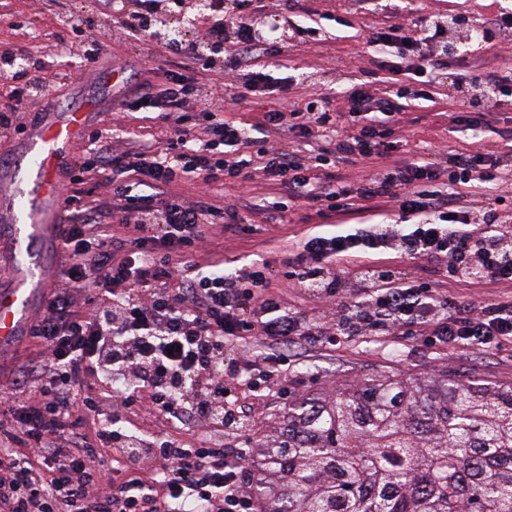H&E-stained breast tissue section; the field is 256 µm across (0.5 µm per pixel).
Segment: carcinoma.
<instances>
[{
  "instance_id": "obj_1",
  "label": "carcinoma",
  "mask_w": 512,
  "mask_h": 512,
  "mask_svg": "<svg viewBox=\"0 0 512 512\" xmlns=\"http://www.w3.org/2000/svg\"><path fill=\"white\" fill-rule=\"evenodd\" d=\"M263 453L266 512H512V386L367 379L289 403Z\"/></svg>"
}]
</instances>
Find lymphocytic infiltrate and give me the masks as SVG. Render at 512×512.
<instances>
[{
	"label": "lymphocytic infiltrate",
	"instance_id": "obj_1",
	"mask_svg": "<svg viewBox=\"0 0 512 512\" xmlns=\"http://www.w3.org/2000/svg\"><path fill=\"white\" fill-rule=\"evenodd\" d=\"M187 0H106L128 32L160 35L166 15L181 13ZM204 44H170L171 55L188 61L187 72H171L166 86L140 87L125 102L129 109L157 112L167 128L162 148L138 145L112 151L108 129L94 130L92 147L74 167L75 181L96 179L111 190L112 205L92 206L81 195L64 197L67 222L57 234L71 264L55 281L42 313L29 328L41 349L17 374L27 389L21 399L0 396V512H262L242 481L255 451L245 440L253 420L241 403L244 392L282 398L288 357L283 345L306 340L335 349L362 331L373 336H413L429 341L497 349L512 344V299L473 306L437 293L428 283L401 280L397 271L367 265V258L391 253L402 260L436 259L450 281L479 286L512 283V207L505 196L488 199L481 223H472L462 205V187L471 181L498 186V163L483 154L454 157L448 186L436 185L430 164L391 161L360 188L327 169L333 159L388 154L393 104L379 103L382 122L350 115L349 129L335 150L305 155L274 144L270 133L289 131L309 140L324 137L335 113L312 97L304 109L287 103L263 115L257 150L244 149V129L225 121L216 107L219 90L198 84L195 73L222 66L245 89L265 93L271 76L245 70L251 57L275 53L273 41L258 38L250 20L227 15L224 0H213ZM234 33L238 53L227 52L224 37ZM446 26L432 23L416 35L385 25L369 40L374 53L395 58L398 69L426 77L439 67L438 46ZM18 49L0 51V76L22 78L8 104L0 103V128L10 129L24 101L49 91L36 71L17 73ZM200 97V113L186 110L188 96ZM261 170L278 188L266 210L314 207L324 219L350 211L352 199L386 201L402 214L423 215L417 224H344L310 236L287 258L289 287L335 306L329 326L314 315L284 305L268 290L267 264L250 262L225 271L223 262L198 266L204 225L247 237L253 224L239 214L254 210L249 197L217 208L203 195L182 198L169 188L194 174L198 182L239 184ZM122 224L125 235L112 232ZM358 288L343 293L344 273ZM112 390L101 405L86 390L88 379ZM170 426L201 424L218 437L198 448L185 447L166 432H144L136 419ZM96 422L94 441L81 433ZM237 439L225 447L224 437ZM25 444L16 453L14 444Z\"/></svg>",
	"mask_w": 512,
	"mask_h": 512
}]
</instances>
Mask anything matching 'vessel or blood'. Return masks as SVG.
I'll use <instances>...</instances> for the list:
<instances>
[{
  "instance_id": "obj_1",
  "label": "vessel or blood",
  "mask_w": 512,
  "mask_h": 512,
  "mask_svg": "<svg viewBox=\"0 0 512 512\" xmlns=\"http://www.w3.org/2000/svg\"><path fill=\"white\" fill-rule=\"evenodd\" d=\"M93 115L94 107L89 104L34 127L27 149L35 195L25 205L20 204L16 191L0 198V222L7 224L17 250L8 273L10 285L0 289V349L11 345L25 331L35 301L47 295L54 283L35 257L34 249L57 231L61 194L56 172L68 160Z\"/></svg>"
}]
</instances>
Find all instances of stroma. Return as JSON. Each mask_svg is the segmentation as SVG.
<instances>
[{"mask_svg": "<svg viewBox=\"0 0 512 512\" xmlns=\"http://www.w3.org/2000/svg\"><path fill=\"white\" fill-rule=\"evenodd\" d=\"M512 0H301L299 8L286 10L284 0H251L246 13L262 34H273L281 51L265 58L268 71L277 78H289L285 92L290 107L304 108L311 94L325 93L330 108L338 115L353 109L372 110L389 98L401 99L403 139L392 153L403 162H430L439 181H446L448 164L454 154L475 151L489 154L503 165H512V91L500 96L492 107L473 95L472 82L495 71L512 73V29L499 26L503 8ZM455 15L489 29L491 40L482 50L449 57L447 65L433 70L428 87L430 98L416 101L410 75L395 71L391 63L368 53L366 43L383 23L393 21L406 29L427 20ZM95 19L104 34L105 53L88 66L79 58L68 65L45 66L42 77L50 90L51 109L27 103L15 121V130L0 135V169L11 167L24 154L30 127L48 120L50 111L66 112L86 102L98 111L92 127L112 130V145L120 150L134 143L162 145L166 126L154 113L129 112L122 104L125 93L148 82L164 88L168 70H183L184 59L167 56L156 43L120 30L102 13L99 0H0V49L20 48L35 59L65 35L59 21ZM349 25H340V18ZM318 28L317 40L296 44L297 25ZM360 89L367 99L354 106L350 92ZM398 211L381 203L373 209L320 219L315 210L301 207L281 219H264L257 231L241 239L219 230H208L209 243L196 260L205 265L214 254L224 258L225 270L251 261L279 267L283 257L310 234L333 230L335 224H379L395 222ZM402 277L424 279L438 291L460 300L480 304L512 296V286H473L449 283L443 265L421 259L399 263ZM292 362L288 369L286 400H260L255 404L252 444L277 426L289 402L304 397H332L368 377L427 376L448 372L464 378H478L498 385L512 384V349L490 350L428 344L424 337L352 336L335 350L314 349L288 343Z\"/></svg>", "mask_w": 512, "mask_h": 512, "instance_id": "obj_1", "label": "stroma"}]
</instances>
